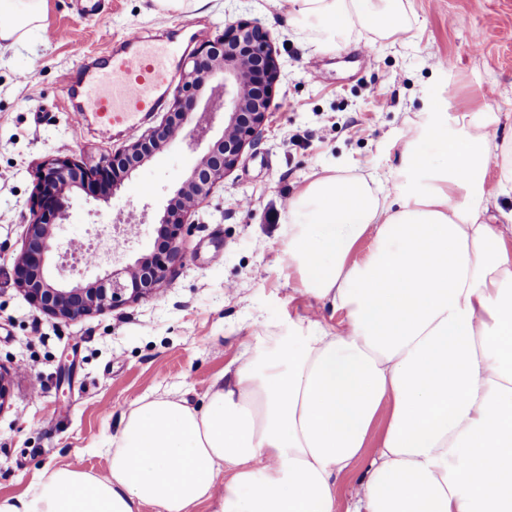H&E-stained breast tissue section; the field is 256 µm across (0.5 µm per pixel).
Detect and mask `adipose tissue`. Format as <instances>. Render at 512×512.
<instances>
[{
	"label": "adipose tissue",
	"mask_w": 512,
	"mask_h": 512,
	"mask_svg": "<svg viewBox=\"0 0 512 512\" xmlns=\"http://www.w3.org/2000/svg\"><path fill=\"white\" fill-rule=\"evenodd\" d=\"M44 2L0 0V44L38 27ZM286 2L326 41L406 30L403 0ZM496 147L483 126H440L409 142L394 191L309 182L288 202L285 253L338 326L293 323L230 363L205 407L141 396L106 475L45 469L0 512H512V213L491 223L484 188ZM367 452L337 510L339 477Z\"/></svg>",
	"instance_id": "1"
}]
</instances>
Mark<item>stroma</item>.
Returning <instances> with one entry per match:
<instances>
[{
  "label": "stroma",
  "instance_id": "1",
  "mask_svg": "<svg viewBox=\"0 0 512 512\" xmlns=\"http://www.w3.org/2000/svg\"><path fill=\"white\" fill-rule=\"evenodd\" d=\"M407 30L371 43L354 33L323 43L276 0H206L156 10L152 0H46L45 18L21 44L0 47V365L12 372L0 411V496L24 493L44 468L107 470L108 448L132 402L146 393L205 403L225 366L288 333L328 304L298 291L283 253L281 200L329 174L371 175L393 188L411 137L493 121L512 136V0H406ZM241 19L269 32L281 80L257 146L192 215L185 258L158 294L65 322L14 287L34 172L48 156L87 164L132 137L76 121L65 92L82 60L132 30L172 33L182 56ZM177 142L139 166L108 200L72 195L67 234L102 253L76 265L86 282L152 247L170 193L207 150ZM151 187L140 193L141 184ZM145 214L130 250L102 252L114 217Z\"/></svg>",
  "mask_w": 512,
  "mask_h": 512
}]
</instances>
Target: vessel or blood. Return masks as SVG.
I'll return each mask as SVG.
<instances>
[{"label":"vessel or blood","instance_id":"b4317fda","mask_svg":"<svg viewBox=\"0 0 512 512\" xmlns=\"http://www.w3.org/2000/svg\"><path fill=\"white\" fill-rule=\"evenodd\" d=\"M179 46L130 32L100 54L78 81L74 109L105 127L134 128L159 110L173 78Z\"/></svg>","mask_w":512,"mask_h":512}]
</instances>
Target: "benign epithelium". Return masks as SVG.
Listing matches in <instances>:
<instances>
[{"mask_svg":"<svg viewBox=\"0 0 512 512\" xmlns=\"http://www.w3.org/2000/svg\"><path fill=\"white\" fill-rule=\"evenodd\" d=\"M280 78L276 51L266 30L248 21L229 26L195 49L184 64L163 121L131 141L118 156L93 167L70 156H50L36 169L24 243L13 261L14 285L43 313L65 322L115 310L156 295L182 262V241L192 213L234 170L245 148L258 144ZM209 94L198 107L204 90ZM222 126H215L217 115ZM207 139L209 148L168 199L153 246L111 274L72 283L66 265L49 262L60 250L57 230L70 207L67 192L79 188L108 198L138 167L179 139Z\"/></svg>","mask_w":512,"mask_h":512,"instance_id":"benign-epithelium-1","label":"benign epithelium"}]
</instances>
